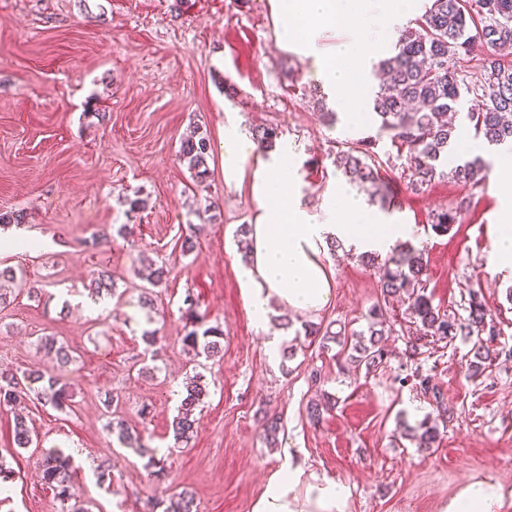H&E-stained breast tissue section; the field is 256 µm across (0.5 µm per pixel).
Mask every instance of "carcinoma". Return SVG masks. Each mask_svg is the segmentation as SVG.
<instances>
[{
    "mask_svg": "<svg viewBox=\"0 0 512 512\" xmlns=\"http://www.w3.org/2000/svg\"><path fill=\"white\" fill-rule=\"evenodd\" d=\"M512 0H431L430 7L413 26L402 29L391 50L378 66L383 76L380 93L373 102L379 121L377 134L337 147L331 164L340 170L349 184L372 189L371 196L385 198V180L381 170L402 169L410 172L406 189L420 194L439 175L438 167L448 162V152L455 138V118H460L474 140L489 145L512 142ZM480 52L481 78L468 79L463 62ZM475 101V107L463 112L462 102ZM388 137L396 149L379 155L375 146ZM281 131L273 125L255 129V139L264 150L276 147ZM211 142L207 134L195 131L181 141L180 160L193 170L197 181L208 178L207 157ZM491 169L481 157L453 166L451 179L463 184H479ZM469 203H458L435 210L430 215L432 229L446 233L463 223ZM363 265L376 270L383 297L405 293L412 323L416 324L412 354L420 350L428 338L452 339L461 333L470 338L472 359L467 363L469 376L478 377L504 355L512 357V349L498 343L501 336L497 323L487 309L482 294L471 289L464 311L467 316L450 313L434 304L427 292V263L423 253L409 243L397 245L385 258L379 253H361ZM135 274L151 286L162 283L168 274L165 265L153 266L138 261ZM185 333L183 344L196 354L208 358L222 356L224 330L218 325L205 326L195 312L191 295L184 298ZM386 318L382 307L369 311L367 331L342 335V331H325V340L349 350L347 360L376 370L386 364ZM41 347L54 357L57 369L51 372H30L18 375L11 369L0 370V406H12L34 394L43 405L58 411L71 408L73 393L62 382V373L72 362L68 347L53 336L40 339ZM423 396L442 409L441 393L430 377L419 379ZM204 396L201 376L186 383L178 414L173 421L174 437L188 442L197 429V407ZM108 428L117 435L122 447L146 459L143 468L148 477L164 476L165 457L158 449L143 442V436L130 430L121 421H109ZM408 439L419 448H432L440 439L439 428L428 418L410 430ZM13 444L19 449L39 447L38 438L28 425L26 416L17 414L13 420ZM37 464L41 480L54 493L59 512H88L71 502L70 486L76 472L71 455L58 448L43 451ZM163 512H193V500L185 493L168 500Z\"/></svg>",
    "mask_w": 512,
    "mask_h": 512,
    "instance_id": "obj_1",
    "label": "carcinoma"
}]
</instances>
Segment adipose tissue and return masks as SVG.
<instances>
[{
  "label": "adipose tissue",
  "instance_id": "1",
  "mask_svg": "<svg viewBox=\"0 0 512 512\" xmlns=\"http://www.w3.org/2000/svg\"><path fill=\"white\" fill-rule=\"evenodd\" d=\"M420 0H271L284 48L308 58L314 76L327 90L346 127L358 130L367 120L371 85L367 61L372 50L390 40ZM343 32L327 48L325 32ZM291 151L259 149L236 125L224 129V174L251 176L260 210L249 229L250 260L243 271L245 306L265 326L273 306L302 317L320 314L330 303L332 273L323 254L327 238L385 254L398 240L414 236L410 224L392 223L363 196L336 184L324 199L326 220L312 222L302 204L300 183L291 177ZM493 185L502 201L494 226L491 257L504 277L512 278V146L493 157ZM283 465L267 479L252 512H346L347 485L296 465V451H281ZM499 486L477 481L462 487L444 512H501Z\"/></svg>",
  "mask_w": 512,
  "mask_h": 512
}]
</instances>
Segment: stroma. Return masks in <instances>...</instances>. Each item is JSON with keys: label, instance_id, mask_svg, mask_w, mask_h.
Instances as JSON below:
<instances>
[{"label": "stroma", "instance_id": "obj_1", "mask_svg": "<svg viewBox=\"0 0 512 512\" xmlns=\"http://www.w3.org/2000/svg\"><path fill=\"white\" fill-rule=\"evenodd\" d=\"M317 87L308 60L282 47L270 0H0V212L22 211L26 238L39 243L0 248L1 268L24 271L0 308V368L52 370L54 359L37 346L43 336L67 345L77 367L66 377L72 411L27 404L41 447L15 448L14 410L0 408V459L14 472L0 512H58L37 470L51 447L79 465L73 490L89 512H152L151 497L182 491L193 495L197 512H252L287 446L298 449L304 468L347 485V512H443L461 487L483 480L500 484L501 512H512V357L471 379L464 336L408 356L409 313L393 301L386 368L348 373L339 346L323 343L320 331L365 330L382 297L377 275L345 248L325 255L333 294L319 315L306 320L279 309L263 331L245 307L240 228L256 222L258 207L250 178L224 175L222 134L232 123L246 134L278 126L293 149L307 211L323 220L324 196L342 179L329 153L375 135L377 126H327L320 112L334 105H317ZM196 128L212 146L202 183L178 154ZM128 195L145 199V209L129 211ZM389 196L395 222L417 229L411 243L425 254L435 304L457 313L468 290H480L502 343L512 346V281L490 262L501 206L491 183L472 188L440 177L412 194L395 171ZM463 198L470 202L465 223L434 232L431 211ZM120 224L132 234L111 236ZM193 224L204 230L185 255L181 243ZM105 231L107 241L89 246ZM138 256L169 269L149 313L132 270ZM103 270L122 294L105 313L91 307L86 291ZM189 294L205 324L223 326V358L183 347ZM306 322L314 334H301ZM147 330L158 336L148 373ZM269 330L295 341L293 358L268 355ZM197 374L208 394L196 433L178 443L171 424L185 382ZM421 375L437 384L452 416L438 447L427 451L401 436L404 426L438 417L415 386ZM325 394L333 407L311 420L308 404ZM109 395L118 404L108 412ZM266 415L281 423L273 448L262 438ZM112 417L141 431L150 447L167 449L168 476L147 484L142 460L109 432ZM104 458L112 464L108 488L96 477Z\"/></svg>", "mask_w": 512, "mask_h": 512}]
</instances>
